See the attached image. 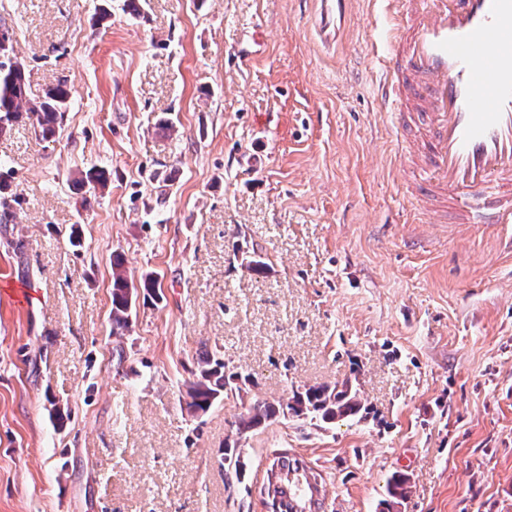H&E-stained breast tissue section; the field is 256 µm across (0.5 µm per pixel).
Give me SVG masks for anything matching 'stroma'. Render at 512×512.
<instances>
[{"instance_id":"35a3bbf8","label":"stroma","mask_w":512,"mask_h":512,"mask_svg":"<svg viewBox=\"0 0 512 512\" xmlns=\"http://www.w3.org/2000/svg\"><path fill=\"white\" fill-rule=\"evenodd\" d=\"M123 3L0 0L31 95L72 94L54 141L0 136L24 199L0 231V512H266L278 450L327 512H379L396 473L398 512H512V224H431L405 194L381 5L349 0L326 45L316 0ZM116 251L156 280L121 337ZM204 349L253 381L195 413ZM344 380L366 417L237 435L252 401ZM407 480L402 475H393L387 482V493L390 499H384L380 503L383 507L381 512L393 511L395 504H401L407 499Z\"/></svg>"}]
</instances>
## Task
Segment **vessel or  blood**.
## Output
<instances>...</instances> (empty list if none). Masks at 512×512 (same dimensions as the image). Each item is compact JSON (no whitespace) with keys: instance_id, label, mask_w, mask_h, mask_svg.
<instances>
[{"instance_id":"b4317fda","label":"vessel or blood","mask_w":512,"mask_h":512,"mask_svg":"<svg viewBox=\"0 0 512 512\" xmlns=\"http://www.w3.org/2000/svg\"><path fill=\"white\" fill-rule=\"evenodd\" d=\"M336 41L347 0H320ZM404 186L435 224L512 223V0H383Z\"/></svg>"}]
</instances>
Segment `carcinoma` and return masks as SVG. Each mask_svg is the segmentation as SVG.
I'll return each mask as SVG.
<instances>
[{
	"label": "carcinoma",
	"mask_w": 512,
	"mask_h": 512,
	"mask_svg": "<svg viewBox=\"0 0 512 512\" xmlns=\"http://www.w3.org/2000/svg\"><path fill=\"white\" fill-rule=\"evenodd\" d=\"M8 56L0 59V134L9 133L21 122L30 126L36 137L43 141H53L67 112L71 93L66 82L60 81L50 87L42 96L31 98L28 95L25 68L18 60L14 45H9ZM0 173V225L15 223L16 210L23 204L20 194L12 191L2 180ZM110 179V171L105 167H93L84 173L81 182L89 189L104 187ZM148 293L155 291L152 278H145L140 286H135L126 276L123 256L112 254V334L122 336L130 326L132 299L138 290ZM194 380L190 382L187 406L194 412H205L215 403L239 395L241 387L237 380L250 379V375L239 372L225 373L224 361L208 350L202 351L197 365L192 371ZM363 405L357 390L349 389L343 382L333 386L309 387L304 391H294L292 401L274 405L256 401L250 404L237 424L240 433L258 428L276 419L311 417L324 423L354 417L361 412ZM268 476L260 493L268 497V504L278 512H322V501L312 496L297 497L292 484L302 481L307 485V476L315 482L322 481L319 472L309 467L300 458L288 455V451L275 454L267 469ZM388 498L380 506L385 512H392L394 505L407 499V480L402 475H393L387 482Z\"/></svg>",
	"instance_id": "obj_1"
}]
</instances>
